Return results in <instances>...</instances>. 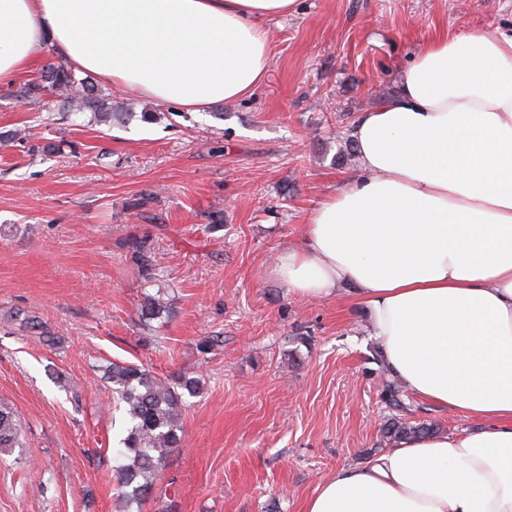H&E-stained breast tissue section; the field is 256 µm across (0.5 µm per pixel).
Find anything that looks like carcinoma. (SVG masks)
I'll return each instance as SVG.
<instances>
[{
  "mask_svg": "<svg viewBox=\"0 0 512 512\" xmlns=\"http://www.w3.org/2000/svg\"><path fill=\"white\" fill-rule=\"evenodd\" d=\"M78 87L82 95L77 111L90 110L104 124L112 121L127 122L134 113L114 112L109 98L94 92L89 84L76 77L64 64L44 70L36 79L17 90L22 98H37L44 91L65 93ZM133 257L141 276L151 278L155 269V256L146 240L133 242ZM116 393L118 404L124 406L127 418L125 435L116 451L121 464L116 470L117 485L127 503L141 502L157 490L165 460L169 453L181 447L184 440L183 396H194L201 390L200 379L179 376L173 381L162 378L136 364L113 362L107 371ZM384 403L398 411L381 426V434L389 441L398 442L414 434H429L439 430L434 421H410L404 417L408 411V394L394 380L383 386ZM20 447L19 429L12 412L0 406V452Z\"/></svg>",
  "mask_w": 512,
  "mask_h": 512,
  "instance_id": "1",
  "label": "carcinoma"
}]
</instances>
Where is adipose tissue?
Segmentation results:
<instances>
[{"label":"adipose tissue","instance_id":"obj_1","mask_svg":"<svg viewBox=\"0 0 512 512\" xmlns=\"http://www.w3.org/2000/svg\"><path fill=\"white\" fill-rule=\"evenodd\" d=\"M296 5L0 0V86L50 47L105 83L197 112L261 85L264 23ZM351 139L356 176L273 272L305 297L351 286L386 373L475 426L336 470L304 512H512V35L431 40Z\"/></svg>","mask_w":512,"mask_h":512}]
</instances>
